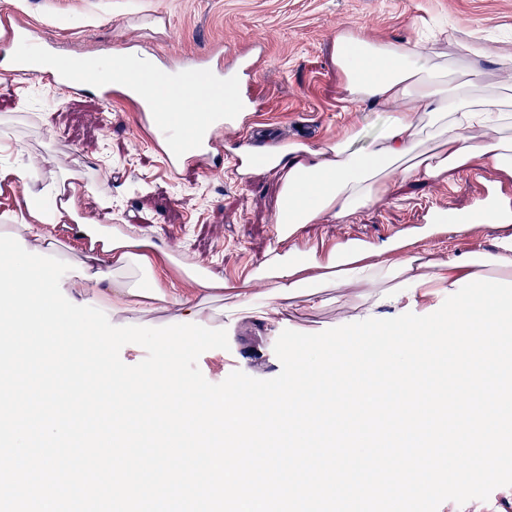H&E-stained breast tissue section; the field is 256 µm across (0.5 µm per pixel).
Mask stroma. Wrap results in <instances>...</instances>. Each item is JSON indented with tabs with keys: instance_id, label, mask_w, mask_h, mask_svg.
<instances>
[{
	"instance_id": "stroma-1",
	"label": "stroma",
	"mask_w": 512,
	"mask_h": 512,
	"mask_svg": "<svg viewBox=\"0 0 512 512\" xmlns=\"http://www.w3.org/2000/svg\"><path fill=\"white\" fill-rule=\"evenodd\" d=\"M2 11L25 15L63 44L65 56L82 55L90 66L100 54H117L129 38L162 63L206 54L219 42L224 71L239 86L245 75L237 58L254 54L256 102L244 110L239 127L225 133L224 151L210 158L214 170L208 174L194 167L175 176L164 172L157 152L134 132L131 105L105 104L95 87L73 94L38 80L19 86L0 77V212L23 215L13 174L26 168L31 154H40L46 171L73 174L78 206L91 207L96 193L111 196L105 232L150 242L163 284L179 288L187 281L173 271L174 260L239 281L270 253L280 175L260 166L242 180L229 165L239 140L251 134L255 114L275 123L285 141L298 127H311L313 147L353 127L359 132L355 147L364 151L380 133L386 113L344 109L345 79L336 66L339 34L420 47L432 38L437 50L451 56L452 30L465 27L489 59L512 44V0H0ZM277 140L268 139V146ZM479 169L483 178L477 184L467 182L462 170L437 180L398 181L348 223L326 216L306 225L296 244L324 253L357 239L381 248L415 226V249L438 257L489 251L498 235L512 232V222L475 223L454 234L438 231L435 214L440 207L469 214L488 190L499 192L501 204L512 210V175L487 163ZM220 304L229 347L200 355L205 379L217 384L236 370L258 379L276 377L281 363L274 345L282 325L233 312L231 300Z\"/></svg>"
}]
</instances>
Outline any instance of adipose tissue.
Wrapping results in <instances>:
<instances>
[{
    "label": "adipose tissue",
    "mask_w": 512,
    "mask_h": 512,
    "mask_svg": "<svg viewBox=\"0 0 512 512\" xmlns=\"http://www.w3.org/2000/svg\"><path fill=\"white\" fill-rule=\"evenodd\" d=\"M472 36V31L460 28L453 37L457 55L467 61L463 84L454 85V68L442 54L340 34L336 65L346 76L347 109L380 107L391 116L367 151L354 150L358 133L350 129L317 148L292 143L269 154L272 168L283 171L288 186L278 212L280 223L300 227L325 215L342 221L389 194L400 178L438 179L478 160L512 174V89L486 83ZM40 167L38 159H31L18 176L29 220L0 213V233L19 234L27 248L54 255L59 246L44 232V225L66 217L86 225L92 241L101 242V251L84 255L85 276H70L64 289L77 301L101 304L109 322L118 326L129 324L135 314L153 311H169L174 318L199 319L211 326L223 324V311L204 307V292L218 289L239 299L241 309L277 323L285 301L301 298L317 308L329 289L336 292L339 318L348 319L382 306L402 310L409 301L424 300L433 289L450 287L472 273L512 281V233H507L495 238L492 251L468 257L452 254L441 261L411 253L377 259L366 248L339 247L322 259L292 246L272 254L243 286L210 276L195 280L192 290L169 292L155 276L148 242L101 235L100 225L112 217L110 197L96 196L92 211L86 213L71 198L46 205L45 193L33 188ZM97 268L105 272V279H93ZM360 288L365 299L356 309L350 302Z\"/></svg>",
    "instance_id": "obj_1"
}]
</instances>
